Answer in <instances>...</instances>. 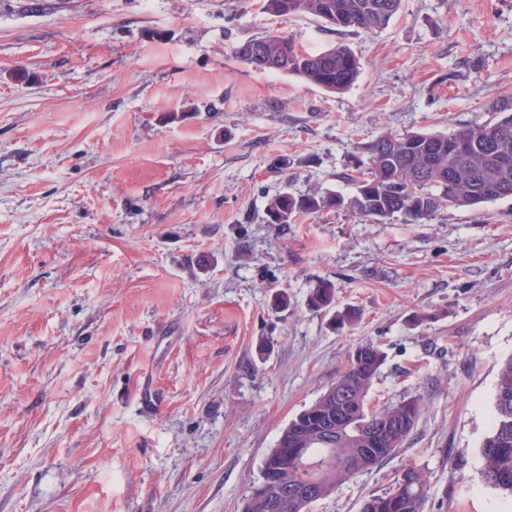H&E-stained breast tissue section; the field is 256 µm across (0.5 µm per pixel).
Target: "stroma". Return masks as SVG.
<instances>
[{
	"mask_svg": "<svg viewBox=\"0 0 512 512\" xmlns=\"http://www.w3.org/2000/svg\"><path fill=\"white\" fill-rule=\"evenodd\" d=\"M270 33L350 47L358 79L330 93L236 57ZM504 95L512 0H402L375 32L258 0H0V512H241L367 340L370 405L422 412L312 512H359L407 465L425 512H512L479 459L512 356V200L266 221L285 190L351 193L362 139L483 121ZM322 280L354 325L310 309Z\"/></svg>",
	"mask_w": 512,
	"mask_h": 512,
	"instance_id": "stroma-1",
	"label": "stroma"
}]
</instances>
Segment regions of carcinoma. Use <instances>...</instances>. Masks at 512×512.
Listing matches in <instances>:
<instances>
[{"instance_id": "carcinoma-1", "label": "carcinoma", "mask_w": 512, "mask_h": 512, "mask_svg": "<svg viewBox=\"0 0 512 512\" xmlns=\"http://www.w3.org/2000/svg\"><path fill=\"white\" fill-rule=\"evenodd\" d=\"M401 0H262L276 16L312 15L339 29L379 31L398 13ZM276 58L277 71L290 72L328 92L349 88L359 74L353 51L338 45L321 52L300 50L279 35L255 40ZM490 118L446 132L384 131L355 146L348 195L282 192L267 204L268 223L288 224L300 213L344 210L376 224L399 215L408 224L433 220L450 208L512 199V97L490 102ZM335 286L322 281L311 297L317 309L334 302ZM381 345L369 340L347 355L336 382L293 418L264 459L279 471L280 485L256 486L242 512H309L356 474L401 447L421 414L410 398L371 408L367 392L384 363ZM481 478L512 495V356L498 367L490 434L480 448ZM396 488L365 500L360 512H425L426 481L404 468ZM303 492L297 505L282 488Z\"/></svg>"}]
</instances>
